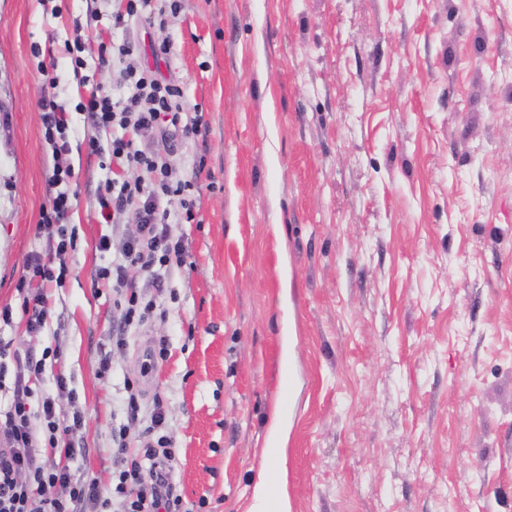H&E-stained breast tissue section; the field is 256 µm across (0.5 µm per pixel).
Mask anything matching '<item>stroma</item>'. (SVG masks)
Here are the masks:
<instances>
[{
  "instance_id": "obj_1",
  "label": "stroma",
  "mask_w": 512,
  "mask_h": 512,
  "mask_svg": "<svg viewBox=\"0 0 512 512\" xmlns=\"http://www.w3.org/2000/svg\"><path fill=\"white\" fill-rule=\"evenodd\" d=\"M181 4L122 33L124 0H0V306L15 309L0 342L47 357L30 408L68 378L72 474L109 489L113 433L137 454L159 399L172 480L203 512H260L264 472L288 512H512V0ZM126 38L171 44L164 74L209 133L142 143L197 186L192 220L169 227L186 264L159 288L136 272L155 310L117 350L123 298L94 276L133 227L98 220L112 171L84 140L112 134L80 112L73 65L112 89L98 54ZM51 76L72 120L75 249L31 334L17 287L46 246Z\"/></svg>"
}]
</instances>
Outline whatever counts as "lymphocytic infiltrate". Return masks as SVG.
I'll use <instances>...</instances> for the list:
<instances>
[{"mask_svg": "<svg viewBox=\"0 0 512 512\" xmlns=\"http://www.w3.org/2000/svg\"><path fill=\"white\" fill-rule=\"evenodd\" d=\"M179 9L180 0H162L157 8L152 0H127L124 10L113 13L112 27L125 31L137 25L150 30ZM169 54V45H162L148 65L142 62L138 45L126 40L113 45L111 51H100L101 66L113 63L118 67L120 93L114 96L96 85L81 105L96 128L116 132L107 148L98 138H88L87 155L99 157L104 151H111L113 163L129 173L128 178H109L101 185L99 216L101 223L108 224L116 215H128L135 231L127 238L120 258L96 273L97 279L120 289L125 329L143 323L154 308L153 302L143 299L131 268L149 272L156 267L168 270L185 263L183 242L171 241L168 234L173 218L167 198L178 197L183 210L192 208L186 197L192 182L177 176L158 154L142 149L141 140L155 132L195 140L205 137L207 130L202 117L183 121L184 91L165 79L159 69ZM40 108L45 139L58 161L69 150L70 115L50 95L44 96ZM70 178V169L54 166L50 185L56 193L50 210L44 212L36 227L37 233L48 236L47 252L28 257L27 274L19 288L23 295L21 311L32 333L39 332L49 317L47 290L62 282L67 271L64 260L74 248L65 228L71 208ZM14 363L11 402L7 409H0V512H106L110 501L103 498L96 480H75L69 467L48 468L40 460L45 447L68 459L77 453L70 437L82 427L84 417L77 411L64 421L56 410L57 396L69 390L66 377L56 375L55 393L42 396L40 413L34 418L29 413L28 400L33 395V384L42 377L45 361L29 354L15 358ZM114 443L113 491L122 499L123 512H184L182 498L176 494L163 462L169 454L166 439H157L138 457L128 454L123 437H115ZM55 487L61 488V496H48V489Z\"/></svg>", "mask_w": 512, "mask_h": 512, "instance_id": "obj_1", "label": "lymphocytic infiltrate"}]
</instances>
